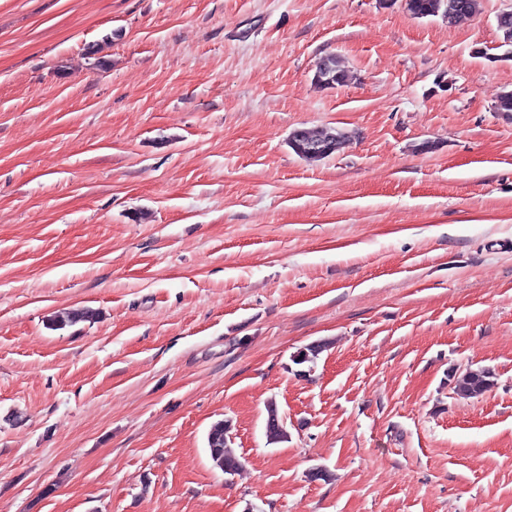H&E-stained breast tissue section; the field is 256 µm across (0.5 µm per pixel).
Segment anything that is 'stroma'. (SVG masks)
I'll return each mask as SVG.
<instances>
[{
	"instance_id": "1",
	"label": "stroma",
	"mask_w": 512,
	"mask_h": 512,
	"mask_svg": "<svg viewBox=\"0 0 512 512\" xmlns=\"http://www.w3.org/2000/svg\"><path fill=\"white\" fill-rule=\"evenodd\" d=\"M510 8L0 0V512H512ZM478 0H405V5L418 18L450 15L455 23L469 21L477 11ZM323 66L328 69V74H324ZM328 78L331 81L327 82ZM348 79L347 72L336 60V56L327 55L323 57L316 65V69L313 75V81L322 87L333 88L335 86H341ZM450 377L453 391L460 398L478 397L495 385L493 373L486 368H470ZM226 426L223 420L213 423L207 433V451L213 465L224 471V463L239 466L237 459L227 450L224 443Z\"/></svg>"
}]
</instances>
